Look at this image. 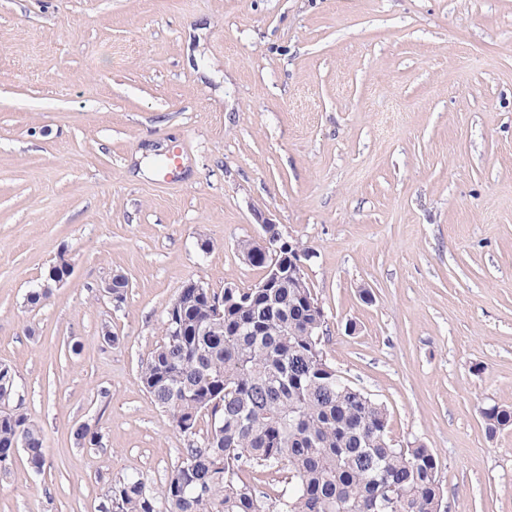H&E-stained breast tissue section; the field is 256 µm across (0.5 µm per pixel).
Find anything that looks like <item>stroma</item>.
Returning <instances> with one entry per match:
<instances>
[{
	"label": "stroma",
	"mask_w": 512,
	"mask_h": 512,
	"mask_svg": "<svg viewBox=\"0 0 512 512\" xmlns=\"http://www.w3.org/2000/svg\"><path fill=\"white\" fill-rule=\"evenodd\" d=\"M261 213L310 254L327 360L431 449L448 512H512V426L482 416L512 409V0H0V363L46 446L0 512L166 481L188 439L141 363L186 282L261 281L239 251Z\"/></svg>",
	"instance_id": "1"
}]
</instances>
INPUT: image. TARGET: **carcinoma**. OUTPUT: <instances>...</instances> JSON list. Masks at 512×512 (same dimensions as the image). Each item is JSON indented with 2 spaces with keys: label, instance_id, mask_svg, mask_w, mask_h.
<instances>
[{
  "label": "carcinoma",
  "instance_id": "cac0c4a2",
  "mask_svg": "<svg viewBox=\"0 0 512 512\" xmlns=\"http://www.w3.org/2000/svg\"><path fill=\"white\" fill-rule=\"evenodd\" d=\"M167 320L176 335L141 363L140 381L188 437L171 475L156 488L142 474L111 484L101 512H439V464L426 448L387 438V409L322 361V309L291 278L275 288H183ZM20 397L16 373L0 364V404ZM205 433L196 432L202 414ZM512 426V410L487 422ZM75 444L95 446L87 425ZM24 452L31 471L45 465L42 429L25 414L0 411V473ZM288 472L275 497L245 477Z\"/></svg>",
  "mask_w": 512,
  "mask_h": 512
}]
</instances>
